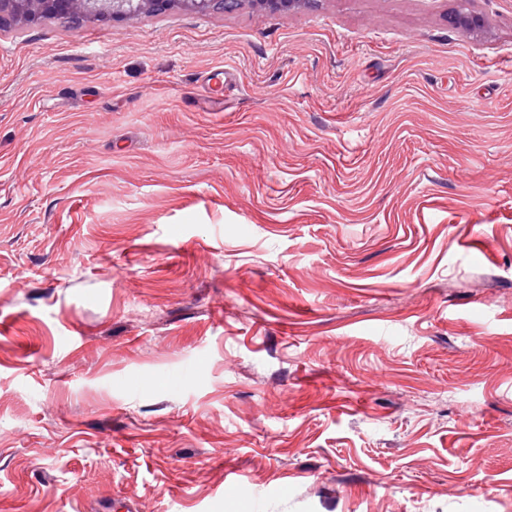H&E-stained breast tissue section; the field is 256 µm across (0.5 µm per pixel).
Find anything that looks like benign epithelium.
<instances>
[{
	"label": "benign epithelium",
	"instance_id": "1",
	"mask_svg": "<svg viewBox=\"0 0 512 512\" xmlns=\"http://www.w3.org/2000/svg\"><path fill=\"white\" fill-rule=\"evenodd\" d=\"M261 10H295L306 0H251ZM152 0H0V19L35 22L58 13H78L90 19L131 16L148 9Z\"/></svg>",
	"mask_w": 512,
	"mask_h": 512
}]
</instances>
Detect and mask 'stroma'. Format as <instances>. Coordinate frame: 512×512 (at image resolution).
I'll return each mask as SVG.
<instances>
[{
	"label": "stroma",
	"instance_id": "obj_1",
	"mask_svg": "<svg viewBox=\"0 0 512 512\" xmlns=\"http://www.w3.org/2000/svg\"><path fill=\"white\" fill-rule=\"evenodd\" d=\"M122 498L512 512V0L0 25V512Z\"/></svg>",
	"mask_w": 512,
	"mask_h": 512
}]
</instances>
